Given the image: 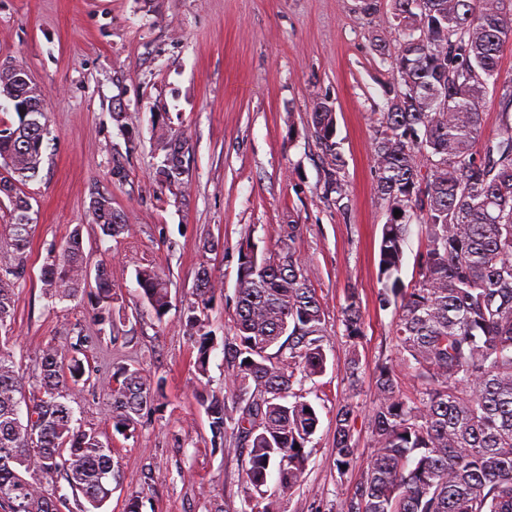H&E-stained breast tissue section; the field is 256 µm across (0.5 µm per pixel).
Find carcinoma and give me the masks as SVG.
Here are the masks:
<instances>
[{
	"mask_svg": "<svg viewBox=\"0 0 512 512\" xmlns=\"http://www.w3.org/2000/svg\"><path fill=\"white\" fill-rule=\"evenodd\" d=\"M379 14L398 35L386 108L372 143L375 190L389 220L379 244L378 307L395 309L396 359L375 371L376 400L368 416L371 460L355 490L329 512H512V79L500 77L499 52L512 38V0H392ZM494 93L504 105L485 134L482 104ZM0 98L40 102L37 88L0 67ZM0 119V196L9 202L12 251L0 257V512H103L120 481L112 442L74 420L69 399L86 375L81 355L93 337L77 332L49 344L35 383L20 374L10 347L14 289L26 279L31 237L24 190L41 163L42 112ZM321 147L323 191L348 198L334 141L330 102L310 114ZM160 188L178 195L185 184L184 139L162 137ZM401 215H394V210ZM89 211L100 238L131 230L112 198L96 191ZM424 227L412 284L401 277L407 217ZM41 281L51 300L93 293L99 332H111L121 308L107 267L88 264L82 225L45 262ZM140 295L157 319L169 311L166 280L152 267L136 270ZM217 282L197 274L195 301L183 313L194 338L198 374H206L214 336L201 314ZM348 342V396L336 409V469L351 466L355 398L362 383L357 347L364 318L355 290L341 309ZM328 325L306 265L291 246L258 249L247 231L238 249L233 334L224 337L229 393L200 394L213 443L248 449L249 512H281L299 484L319 424L305 384L327 369ZM413 381L401 389V378ZM110 398L115 431L132 435L154 404L158 387L138 369L121 366L98 380ZM278 493L262 490L271 470ZM64 479L73 499L60 494Z\"/></svg>",
	"mask_w": 512,
	"mask_h": 512,
	"instance_id": "obj_1",
	"label": "carcinoma"
}]
</instances>
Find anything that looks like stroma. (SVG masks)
Masks as SVG:
<instances>
[{
	"instance_id": "obj_1",
	"label": "stroma",
	"mask_w": 512,
	"mask_h": 512,
	"mask_svg": "<svg viewBox=\"0 0 512 512\" xmlns=\"http://www.w3.org/2000/svg\"><path fill=\"white\" fill-rule=\"evenodd\" d=\"M362 7V0H0V63L28 72L49 131L39 173L26 186L35 223L27 277L15 290V358L29 375L48 344L79 330L97 333L88 298L54 305L42 293L41 268L74 225L84 227L90 264L106 263L127 314L125 335L89 350L95 377L73 404L85 428L112 439L121 479L105 512H124L139 490L141 512H243L247 452L213 446L197 397L203 388L227 392L224 347L215 345L208 375L199 378L197 350L179 316L205 265L223 283L205 319L219 339L230 331L238 248L248 231L272 253L291 241L328 323L327 370L309 395L320 423L283 512L334 503L354 491L367 468L372 376L396 355L394 312L377 302L389 211L375 191L371 152L391 79L378 47L394 46L396 35ZM321 99L336 112L349 188L342 208L322 188L323 155L310 121ZM118 106L136 118L135 142L112 118ZM162 134L190 144L178 197L160 193L154 178ZM116 166L123 178L113 176ZM95 190L127 215L128 235L96 239L88 212ZM292 224L301 227L294 240ZM208 240L218 250H204ZM147 265L171 289L172 308L160 319L142 302L135 279ZM350 288L364 318L362 387L352 425L356 457L341 474L334 417L347 393L341 308ZM120 365L163 381L159 406L131 438L115 433L110 400L97 384Z\"/></svg>"
}]
</instances>
